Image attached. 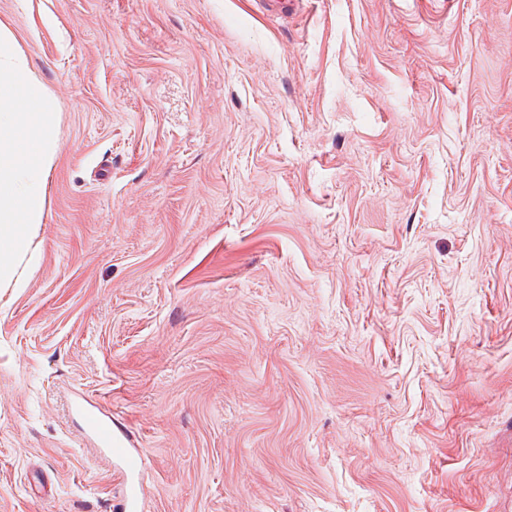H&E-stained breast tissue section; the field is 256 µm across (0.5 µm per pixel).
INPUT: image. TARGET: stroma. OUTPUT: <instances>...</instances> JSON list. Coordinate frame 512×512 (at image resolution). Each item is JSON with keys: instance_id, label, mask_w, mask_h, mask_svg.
<instances>
[{"instance_id": "obj_1", "label": "stroma", "mask_w": 512, "mask_h": 512, "mask_svg": "<svg viewBox=\"0 0 512 512\" xmlns=\"http://www.w3.org/2000/svg\"><path fill=\"white\" fill-rule=\"evenodd\" d=\"M57 106L0 290V512H512V0H0ZM79 412L87 437L92 441L93 453L112 466H118V472L126 483L143 467L140 453L128 448L125 435L114 426L112 418L101 412L96 406L81 405Z\"/></svg>"}]
</instances>
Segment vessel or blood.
Returning a JSON list of instances; mask_svg holds the SVG:
<instances>
[{"mask_svg": "<svg viewBox=\"0 0 512 512\" xmlns=\"http://www.w3.org/2000/svg\"><path fill=\"white\" fill-rule=\"evenodd\" d=\"M79 412L94 454L107 463L116 464L123 480L132 479L143 467L142 455L128 448L124 434L114 426L111 417L96 406H80Z\"/></svg>", "mask_w": 512, "mask_h": 512, "instance_id": "b4317fda", "label": "vessel or blood"}]
</instances>
